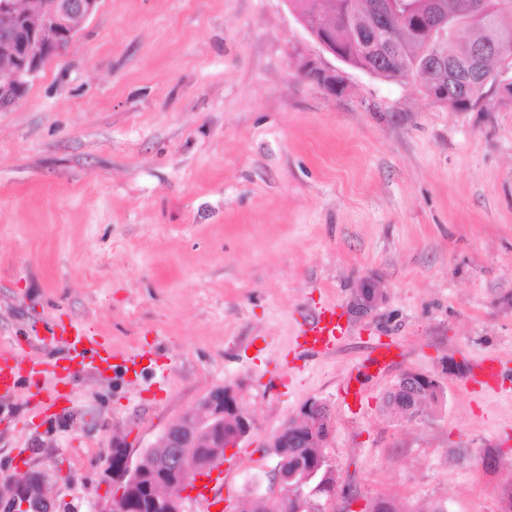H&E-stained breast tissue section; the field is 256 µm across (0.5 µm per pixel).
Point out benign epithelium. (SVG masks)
I'll list each match as a JSON object with an SVG mask.
<instances>
[{
  "instance_id": "obj_1",
  "label": "benign epithelium",
  "mask_w": 512,
  "mask_h": 512,
  "mask_svg": "<svg viewBox=\"0 0 512 512\" xmlns=\"http://www.w3.org/2000/svg\"><path fill=\"white\" fill-rule=\"evenodd\" d=\"M101 0H0V108L13 105L24 93L31 79L44 67L46 62L61 54L71 43L82 26L98 11ZM321 36L317 43L331 54H336V0H317ZM411 17L409 12H399L393 0H379L370 20V33L380 32L389 27L395 15ZM432 39L440 47L448 38L468 27V24L448 28V17L442 13L427 22ZM491 56L498 58L501 70L496 88L504 96L512 95V52L500 42L480 39L469 50L468 77L481 78L486 71L485 63ZM307 79L330 94L342 88L334 71L321 69L311 63L304 68ZM422 78V88L432 99L449 104L453 101L452 84L436 82L421 70L410 69L405 75ZM439 382L427 375L413 371L401 374L395 388H403L408 395L410 409L417 407L416 399L420 389ZM229 423L233 432L224 437V424ZM253 428V419L243 406L236 392L224 385L213 389L197 405L186 410L164 431L160 445L165 448L157 461L155 479L150 484L149 501L152 512H182L181 500L173 492V486L193 476L208 455L224 456V449L234 448ZM310 429L328 437L331 430V414L326 403L311 401L304 404L299 417L292 420L273 438L274 448H303L299 441L301 430ZM116 470L131 482L138 480L144 470L143 462H132L130 453L120 448L115 453ZM272 482L280 487L278 494L265 499L267 512H287L288 484L277 471ZM10 489L13 500L29 503L31 496L41 497L39 482L29 485L12 479ZM132 501L119 494L108 500L102 509L93 506V512H131Z\"/></svg>"
}]
</instances>
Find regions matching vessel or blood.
<instances>
[{"mask_svg": "<svg viewBox=\"0 0 512 512\" xmlns=\"http://www.w3.org/2000/svg\"><path fill=\"white\" fill-rule=\"evenodd\" d=\"M348 332L349 326L336 308L326 306L299 328L296 342L306 351L322 353L335 347ZM28 341L41 349V356L0 347V394H11L20 385H27L35 409L44 415L54 413L71 380L79 374L105 379L117 370L141 369L144 359L143 354L134 352L115 357L106 339L73 325L54 324L48 334L33 333ZM223 487L224 465L220 462L193 480L190 490L198 512L220 505Z\"/></svg>", "mask_w": 512, "mask_h": 512, "instance_id": "vessel-or-blood-1", "label": "vessel or blood"}]
</instances>
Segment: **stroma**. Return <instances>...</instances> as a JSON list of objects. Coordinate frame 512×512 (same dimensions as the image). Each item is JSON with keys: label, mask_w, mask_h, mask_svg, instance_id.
I'll return each instance as SVG.
<instances>
[{"label": "stroma", "mask_w": 512, "mask_h": 512, "mask_svg": "<svg viewBox=\"0 0 512 512\" xmlns=\"http://www.w3.org/2000/svg\"><path fill=\"white\" fill-rule=\"evenodd\" d=\"M310 62L343 92L304 78ZM326 304L349 335L301 352ZM58 322L158 362L75 377L51 416L0 396V512L19 473L45 512H91L120 488L115 445L139 458L225 384L254 420L225 453V512L274 492L270 443L310 400L333 416L321 512H507L512 96L452 110L335 58L289 0H102L0 109V345ZM374 342L395 349L381 372ZM406 371L443 392L414 418L383 408Z\"/></svg>", "instance_id": "1"}]
</instances>
